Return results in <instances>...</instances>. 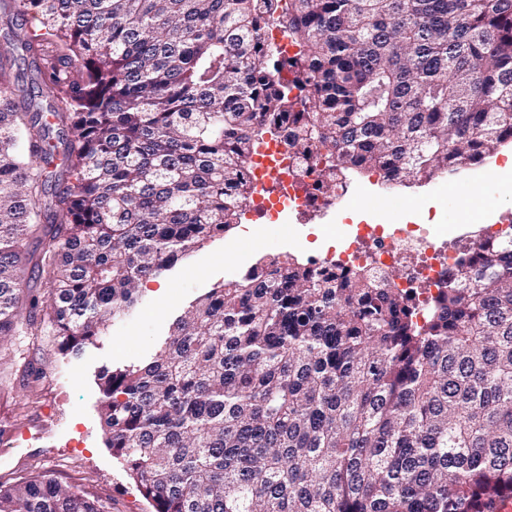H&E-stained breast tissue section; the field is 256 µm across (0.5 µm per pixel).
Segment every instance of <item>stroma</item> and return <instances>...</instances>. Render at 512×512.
<instances>
[{"instance_id":"stroma-1","label":"stroma","mask_w":512,"mask_h":512,"mask_svg":"<svg viewBox=\"0 0 512 512\" xmlns=\"http://www.w3.org/2000/svg\"><path fill=\"white\" fill-rule=\"evenodd\" d=\"M476 193L481 196L488 223L512 215V171H499L486 178L464 170L449 177L443 191L433 181L420 186L400 185L390 191L403 204L397 212L398 223L419 224L422 233L437 245L445 238L439 225L457 230ZM288 221L304 238L297 257L339 244L335 214L318 221L292 214ZM229 249L236 250L246 264L257 260L239 229H231L160 279L147 282L138 307L113 322L107 336L84 347L80 354H60L44 322L0 338V354L23 350L43 374L40 381L29 383L15 365L0 364V427L12 431L10 441L0 444V483H13L35 471L47 472L62 482L83 485L107 512H154L105 444L97 376L103 368L121 362L149 361L172 320L206 288L232 276V269L224 264V253ZM160 287L165 290L161 297L156 294Z\"/></svg>"}]
</instances>
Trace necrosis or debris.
Returning a JSON list of instances; mask_svg holds the SVG:
<instances>
[{"instance_id": "1", "label": "necrosis or debris", "mask_w": 512, "mask_h": 512, "mask_svg": "<svg viewBox=\"0 0 512 512\" xmlns=\"http://www.w3.org/2000/svg\"><path fill=\"white\" fill-rule=\"evenodd\" d=\"M295 149L276 138L259 145L247 163L246 184L249 207L259 217H274L291 212L298 215H326L352 200L357 189L342 184L334 197L323 193L318 171H305ZM273 190H266V182ZM479 237L465 233L454 236L444 247L435 246L422 235L385 224L382 216L348 230L342 250L333 256L312 257L318 267L336 265L363 267L397 291L409 295L417 320H424L429 304L446 281L463 253L477 250Z\"/></svg>"}]
</instances>
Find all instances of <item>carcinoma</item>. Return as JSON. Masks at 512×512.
Here are the masks:
<instances>
[{"label":"carcinoma","instance_id":"obj_1","mask_svg":"<svg viewBox=\"0 0 512 512\" xmlns=\"http://www.w3.org/2000/svg\"><path fill=\"white\" fill-rule=\"evenodd\" d=\"M48 37L52 125L0 55V336L62 354L247 210L288 120L336 173H458L512 142V0H0ZM272 20L298 48L265 47ZM297 94H292V91ZM49 273L30 286L27 269ZM365 269L290 255L195 297L145 364L100 375L107 447L154 512H494L512 498V243L484 240L424 324ZM0 512H104L45 472Z\"/></svg>","mask_w":512,"mask_h":512}]
</instances>
